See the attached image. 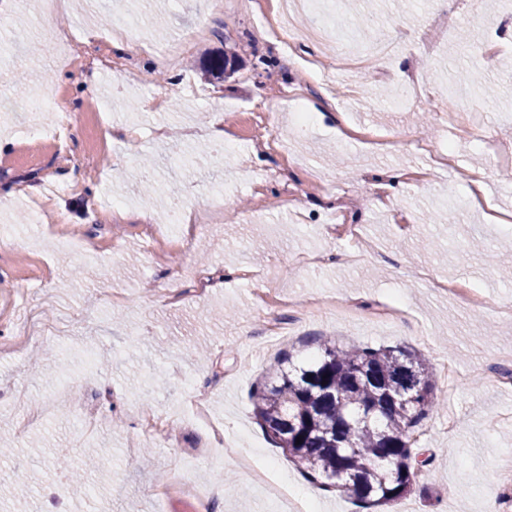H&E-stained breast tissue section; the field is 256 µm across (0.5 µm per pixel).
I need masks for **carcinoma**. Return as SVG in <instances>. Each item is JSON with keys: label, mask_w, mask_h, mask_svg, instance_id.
<instances>
[{"label": "carcinoma", "mask_w": 512, "mask_h": 512, "mask_svg": "<svg viewBox=\"0 0 512 512\" xmlns=\"http://www.w3.org/2000/svg\"><path fill=\"white\" fill-rule=\"evenodd\" d=\"M281 363L251 399L261 427L305 476L365 509L414 491L426 463L413 450L415 433L438 410L423 359L401 347L345 349L325 339L303 364L289 354Z\"/></svg>", "instance_id": "obj_1"}]
</instances>
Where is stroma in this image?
I'll list each match as a JSON object with an SVG mask.
<instances>
[{
    "label": "stroma",
    "instance_id": "obj_1",
    "mask_svg": "<svg viewBox=\"0 0 512 512\" xmlns=\"http://www.w3.org/2000/svg\"><path fill=\"white\" fill-rule=\"evenodd\" d=\"M277 0H64L58 32L81 24L97 38L114 14L144 33L151 52L113 50L122 67L107 75L62 64L43 30L47 0H19L0 33V342L28 325L66 319L74 334L36 336L23 354L0 360V386L42 396L67 385L60 413L25 430L13 396L0 398V512H280L271 488L252 480L209 442L256 450L316 512H364L346 493L308 480L258 424L250 394L282 355L301 361L325 338L337 346H403L425 360L437 413L420 443L432 460L407 512H485L501 467L512 458V385L487 379L496 360L512 366V317L489 316L439 294L466 280L495 303L512 304V231L487 223L469 205L459 170L482 169L500 208L512 211V164L489 156V135L512 148V0H320L296 17L306 31L323 25L331 40L299 38L281 48L261 12ZM456 20L435 53L416 36L434 14ZM232 54L224 79L205 72ZM481 75L495 97L488 108L438 112L451 85ZM56 76L44 123L64 117L59 140L28 142L16 116ZM419 97L404 110L397 84ZM301 93L312 131L295 136L287 94ZM361 130L389 128V152L336 131L337 113ZM224 118L214 153L212 114ZM134 127V138L121 129ZM93 157L102 177L82 165ZM152 193H143L145 182ZM39 186L49 202L29 223ZM307 190L298 214L285 189ZM191 213L220 203L246 212L188 247L151 254L140 212L161 222L171 195ZM121 215L105 214L112 199ZM361 226L351 241L347 224ZM289 333L271 337L272 323ZM462 377L449 391L444 368ZM111 392L98 426L74 434L87 382ZM207 399L211 429L192 425L187 402ZM168 417L171 443L141 432L143 411ZM96 449L100 468L72 493L54 469L58 455L81 466ZM223 486V497L211 489Z\"/></svg>",
    "mask_w": 512,
    "mask_h": 512
}]
</instances>
